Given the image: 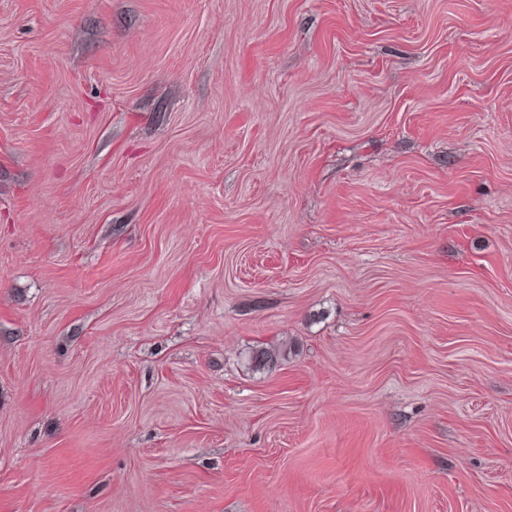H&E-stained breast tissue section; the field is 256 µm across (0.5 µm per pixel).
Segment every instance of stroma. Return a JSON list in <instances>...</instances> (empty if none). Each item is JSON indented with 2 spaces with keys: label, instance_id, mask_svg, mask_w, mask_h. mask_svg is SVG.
<instances>
[{
  "label": "stroma",
  "instance_id": "35a3bbf8",
  "mask_svg": "<svg viewBox=\"0 0 512 512\" xmlns=\"http://www.w3.org/2000/svg\"><path fill=\"white\" fill-rule=\"evenodd\" d=\"M0 512H512V0H0Z\"/></svg>",
  "mask_w": 512,
  "mask_h": 512
}]
</instances>
